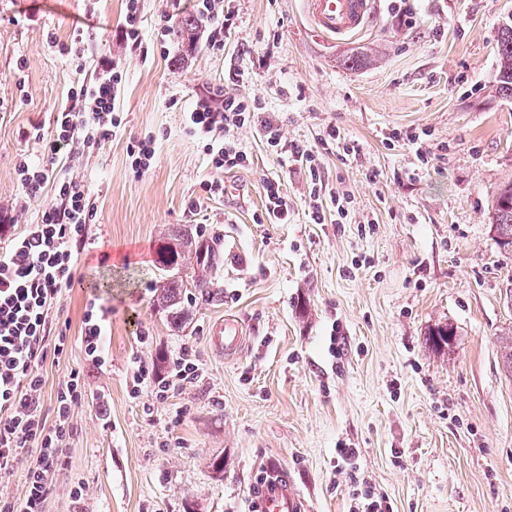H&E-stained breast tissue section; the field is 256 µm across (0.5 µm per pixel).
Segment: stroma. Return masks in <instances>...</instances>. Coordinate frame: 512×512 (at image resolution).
<instances>
[{
    "label": "stroma",
    "instance_id": "obj_1",
    "mask_svg": "<svg viewBox=\"0 0 512 512\" xmlns=\"http://www.w3.org/2000/svg\"><path fill=\"white\" fill-rule=\"evenodd\" d=\"M409 6L406 17L396 0H377L368 25L339 43L315 29L307 0H224L223 47L171 37L160 50L161 10L181 17L192 2L142 0L137 51L124 38V0H0V202L18 192L20 156L43 161L68 91L95 79L102 59L125 75L120 130L75 170L97 215L62 300L69 354L42 366V415L52 418L70 371L86 395L49 512H250L267 473L287 477L302 512H349L356 479L393 512H512V374L501 352L512 256L488 227L512 179V100L495 92L512 0ZM90 10L104 27L78 71L61 46ZM353 55L366 65L349 69ZM232 66L249 74L241 92L261 119L316 152L327 191L348 196L346 216L329 205L312 223L305 179L281 166L260 126L238 134L245 167L212 168L185 114ZM149 133L156 153L140 175L128 152ZM264 177L280 180L288 223L262 222ZM214 181L223 193L208 191ZM174 224L202 229L223 256L218 297L176 332L154 308L160 233ZM92 299L110 310L101 371L80 346ZM227 316L246 338L233 357L210 343ZM446 323L454 346L434 350L428 332ZM184 347L202 380L144 412L130 360L165 376ZM340 448L355 449L351 464Z\"/></svg>",
    "mask_w": 512,
    "mask_h": 512
}]
</instances>
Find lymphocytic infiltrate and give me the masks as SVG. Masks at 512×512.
I'll return each mask as SVG.
<instances>
[{
    "label": "lymphocytic infiltrate",
    "mask_w": 512,
    "mask_h": 512,
    "mask_svg": "<svg viewBox=\"0 0 512 512\" xmlns=\"http://www.w3.org/2000/svg\"><path fill=\"white\" fill-rule=\"evenodd\" d=\"M123 70L116 61H103L92 82L72 89L54 120L53 139L45 163L21 159L15 167L18 194L0 204V222L11 223L16 212L39 204L37 223L28 225L0 249V475L23 469L26 493L22 500L0 494V512H46L52 477L68 464L67 450L74 432V412L85 396L80 372H70L53 402L52 419H44L43 379L39 365L46 358L66 357V336L53 330V312L72 288L74 270L88 240L87 229L96 208L84 180L72 170L58 172L59 147L70 144L95 150L110 142L122 124L116 110L123 86ZM247 76L230 69L223 86L211 100L196 102L188 114L190 131L207 141L214 168L244 165L237 133L254 122L259 110L255 99L238 94ZM268 147L286 167L302 171L310 189L311 218L325 221L317 200L323 187L321 167L314 150L299 143H285L279 127L263 124ZM107 313L89 305L82 319L81 348L87 362L101 368L108 359L103 349ZM132 398L168 394L199 380L201 373L189 349H181L169 376L156 378L144 358L131 365ZM29 449L20 458V449Z\"/></svg>",
    "instance_id": "1"
}]
</instances>
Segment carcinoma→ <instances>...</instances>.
Masks as SVG:
<instances>
[{
	"mask_svg": "<svg viewBox=\"0 0 512 512\" xmlns=\"http://www.w3.org/2000/svg\"><path fill=\"white\" fill-rule=\"evenodd\" d=\"M199 19L189 14L179 19L176 35L183 42L196 43ZM498 74L496 92L512 99V23L501 25L497 41ZM490 228L499 248L512 253V180L498 188L490 210ZM221 253L214 243L187 226L174 225L159 242L157 263L164 273L157 288L156 307L171 327L184 326L195 301L216 297L214 274L220 267ZM456 333L453 326H438L429 332L427 342L436 348L451 347Z\"/></svg>",
	"mask_w": 512,
	"mask_h": 512,
	"instance_id": "cac0c4a2",
	"label": "carcinoma"
}]
</instances>
